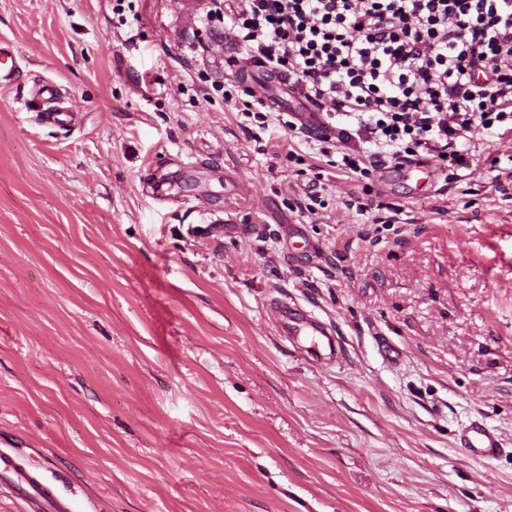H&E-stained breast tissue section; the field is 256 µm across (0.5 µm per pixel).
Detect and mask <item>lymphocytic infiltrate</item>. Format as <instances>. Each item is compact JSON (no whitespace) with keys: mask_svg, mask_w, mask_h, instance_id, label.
<instances>
[{"mask_svg":"<svg viewBox=\"0 0 512 512\" xmlns=\"http://www.w3.org/2000/svg\"><path fill=\"white\" fill-rule=\"evenodd\" d=\"M238 45L323 109L337 167L367 175L512 132V0H215Z\"/></svg>","mask_w":512,"mask_h":512,"instance_id":"f902f5d3","label":"lymphocytic infiltrate"}]
</instances>
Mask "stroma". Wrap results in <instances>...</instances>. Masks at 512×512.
Here are the masks:
<instances>
[{
    "label": "stroma",
    "mask_w": 512,
    "mask_h": 512,
    "mask_svg": "<svg viewBox=\"0 0 512 512\" xmlns=\"http://www.w3.org/2000/svg\"><path fill=\"white\" fill-rule=\"evenodd\" d=\"M211 6L0 0V443L74 512H512V132L420 187L341 171L290 136L293 99L244 114ZM478 416L497 459L457 445ZM274 312L282 318L283 325L288 329L289 336H306L311 340L312 347L319 356L330 361L338 362L342 357V346L336 340V346L328 342L323 346L320 336H329L324 322L308 314L298 306L276 305ZM321 346V347H320Z\"/></svg>",
    "instance_id": "1"
}]
</instances>
